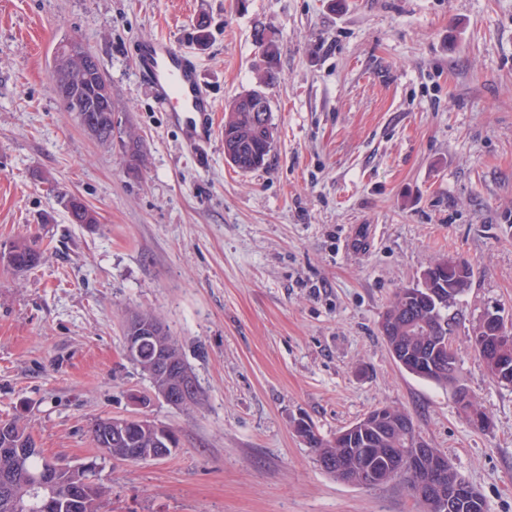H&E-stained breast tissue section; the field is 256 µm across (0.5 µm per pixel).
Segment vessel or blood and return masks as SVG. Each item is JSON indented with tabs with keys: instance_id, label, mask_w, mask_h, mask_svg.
<instances>
[{
	"instance_id": "obj_1",
	"label": "vessel or blood",
	"mask_w": 512,
	"mask_h": 512,
	"mask_svg": "<svg viewBox=\"0 0 512 512\" xmlns=\"http://www.w3.org/2000/svg\"><path fill=\"white\" fill-rule=\"evenodd\" d=\"M131 53L140 80L152 89L155 102L162 111L190 112L198 116L200 129L189 133V146L197 148L206 143L210 137L214 104L200 82L194 55L162 37L134 41Z\"/></svg>"
}]
</instances>
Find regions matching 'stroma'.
<instances>
[{"mask_svg":"<svg viewBox=\"0 0 512 512\" xmlns=\"http://www.w3.org/2000/svg\"><path fill=\"white\" fill-rule=\"evenodd\" d=\"M258 26L281 45L265 88L277 131L267 164L243 172L220 132L263 68ZM159 34L194 54L216 100L200 152L136 76L131 42ZM68 36L110 84V143L56 96ZM70 195L98 223H70ZM359 226L372 232L351 255ZM35 234L40 266L0 263V420L21 417L48 458L94 466L103 512H424L400 482L337 480L294 432L304 416L330 439L381 406L412 417L486 512H512V387L471 344L485 312L512 316V0H0V246ZM442 256L475 271L452 341L483 430L380 331ZM146 310L200 404H167L126 358L124 324ZM134 416L172 428L175 454L96 447L97 419Z\"/></svg>","mask_w":512,"mask_h":512,"instance_id":"1","label":"stroma"}]
</instances>
